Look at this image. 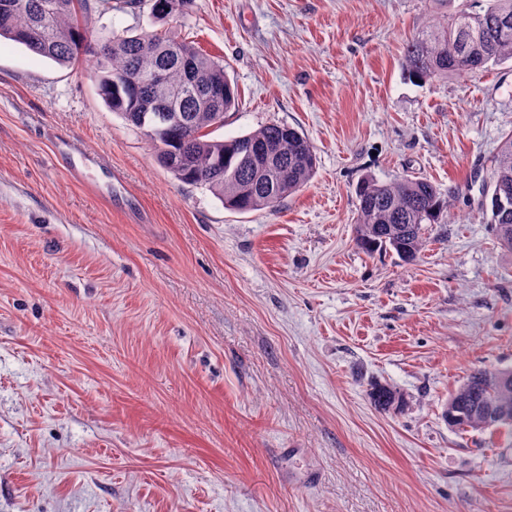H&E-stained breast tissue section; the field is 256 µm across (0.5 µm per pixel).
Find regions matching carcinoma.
<instances>
[{
    "label": "carcinoma",
    "instance_id": "1",
    "mask_svg": "<svg viewBox=\"0 0 512 512\" xmlns=\"http://www.w3.org/2000/svg\"><path fill=\"white\" fill-rule=\"evenodd\" d=\"M158 22L181 16L190 0H165L172 11ZM41 0H0V39L25 46L60 65L90 58L87 76L108 107L136 128L148 119L156 100L143 87L148 74L159 73L175 93L189 81L200 89L224 83V101L202 98L183 106L182 119L160 132H147L158 163L179 182L210 190L237 212L276 206L306 185L316 172L310 140L286 124L272 123L237 137L208 138L209 129L224 123V114L238 105V90L224 65L200 53L195 45L163 30L134 36L92 39L88 31L95 0H56L53 12L40 9ZM512 61V0H467L443 23L426 22L405 47L402 66L420 83L465 76ZM272 141L279 154L265 163L253 162L246 145ZM491 224L501 246L512 252V134L504 137L493 158ZM425 179L372 178L357 189L356 245L367 253L393 249L405 261L417 259L426 244L425 225L449 222L450 198ZM384 413L402 407L400 393L376 385L368 393ZM448 426L462 431L490 428L512 430V368H475L448 396L443 410Z\"/></svg>",
    "mask_w": 512,
    "mask_h": 512
}]
</instances>
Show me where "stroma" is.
Segmentation results:
<instances>
[{
    "label": "stroma",
    "mask_w": 512,
    "mask_h": 512,
    "mask_svg": "<svg viewBox=\"0 0 512 512\" xmlns=\"http://www.w3.org/2000/svg\"><path fill=\"white\" fill-rule=\"evenodd\" d=\"M461 4L192 0L169 30L239 91L213 137L283 123L316 150L306 186L246 213L174 180L86 63L0 41V512H512V431L442 417L471 369L512 368L490 223L512 62L402 69ZM152 27L146 4L92 23ZM368 177L454 190L414 262L356 246ZM368 399L375 409L384 413L394 412L404 404L401 394L386 385L372 387Z\"/></svg>",
    "instance_id": "obj_1"
}]
</instances>
